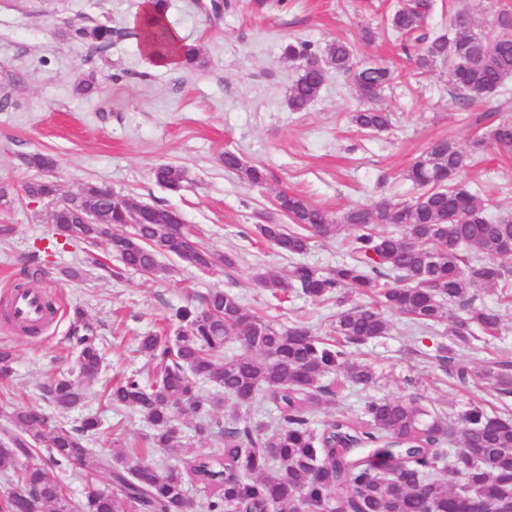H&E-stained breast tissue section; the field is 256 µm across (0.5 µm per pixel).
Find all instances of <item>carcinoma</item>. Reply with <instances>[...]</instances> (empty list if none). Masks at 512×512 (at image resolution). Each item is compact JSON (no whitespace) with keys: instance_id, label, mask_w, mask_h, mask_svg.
Segmentation results:
<instances>
[{"instance_id":"1","label":"carcinoma","mask_w":512,"mask_h":512,"mask_svg":"<svg viewBox=\"0 0 512 512\" xmlns=\"http://www.w3.org/2000/svg\"><path fill=\"white\" fill-rule=\"evenodd\" d=\"M156 5V17L143 18L138 27L141 40L150 43L151 59L175 56L188 68L203 67L198 48L173 36L165 0H156ZM433 7V0H407L389 11L386 29L401 40L402 51L421 73L447 72L448 84L463 105L488 101L512 79V11L499 10L492 26L479 31L470 14L457 11L445 33L429 28ZM113 32L102 22L70 29L73 38L98 52L112 44ZM281 59L296 65L297 76L288 90L292 111H306L335 73L345 76L363 101L349 113L351 124L365 133L393 125L392 113L376 104L393 72L358 58L354 42L336 40L317 49L307 41L291 40L281 46ZM489 148L512 155L511 121L498 123L468 150L448 137L432 141L406 173L422 189L420 194L409 200L383 197L336 219L302 194H278L268 223L256 226L262 240L288 256H301L315 237L344 235L347 258L328 271L306 263L294 264L286 276L259 269L254 280L275 298L300 293L324 300L343 288L370 301L350 305L346 298L338 299L336 339L331 343L303 325L285 327L247 308L230 290L215 289L200 307L177 310L175 337L149 335L140 343L141 351L156 360L154 382L145 386L136 378L121 379L110 388L109 404L137 409L152 430L147 440L153 448L180 446L174 421L193 412L199 439L219 441L224 453L194 450L180 466L160 465L136 454L130 464L114 461L92 447L102 436L97 418L67 428L44 410L18 407L7 416L4 430L12 449H0V471L7 475L0 486V512H194L190 483L210 491L209 512H457L464 499L493 512H512V419L506 416L473 404L455 429L411 394L369 399L359 413L338 415L319 430L309 421L311 409L335 395L323 384L329 373L339 372L356 386L376 383L372 364L351 357L349 348L388 335V313L425 328L445 319L448 335L461 344L471 343L479 333L499 332V310L484 302L482 292L512 301V265L501 251L503 241L512 239V217H487L483 200L463 178L465 169ZM223 162L225 170L249 186L267 181L264 167L234 151L224 152ZM22 164L39 172L54 166L55 159L35 152L23 155ZM153 178L175 192L188 181L186 169L172 164L155 167ZM23 191L50 208L56 236L94 247L107 235L122 266L146 270L152 277L167 272L161 256L199 270L237 266L238 255L203 247L193 226L186 224L182 234H175L172 209L164 206H152V223L129 231L124 225L133 202L118 194L109 218L115 230L76 223L96 197L111 191L104 184L68 193L39 178L27 182ZM84 266L97 267L109 277L120 275L91 252L66 275L75 278ZM73 323L78 379L54 376L44 386L57 409L80 404L85 383L101 374L93 323L78 307ZM229 341L240 344L242 353L224 357ZM435 359L461 384L476 379L500 396L512 394V357L474 369L457 359L453 347L441 343ZM14 360L11 348H0L1 379L10 377ZM200 378L241 406L263 396L276 410L275 424L245 418L224 425L205 408L197 389ZM446 442L459 447L451 453L442 448ZM42 444L46 458L39 455ZM65 464L78 466L87 480L79 502L66 495L56 473ZM446 474L460 481L459 490L452 489Z\"/></svg>"}]
</instances>
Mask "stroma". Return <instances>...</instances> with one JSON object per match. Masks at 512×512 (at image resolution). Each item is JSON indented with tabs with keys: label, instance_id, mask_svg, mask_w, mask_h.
<instances>
[{
	"label": "stroma",
	"instance_id": "1",
	"mask_svg": "<svg viewBox=\"0 0 512 512\" xmlns=\"http://www.w3.org/2000/svg\"><path fill=\"white\" fill-rule=\"evenodd\" d=\"M391 0H224L220 15L207 13L198 0H168L167 21L185 42L199 48L206 60L200 69L160 68L144 53L138 31L130 24L142 0H0V184L20 191L33 173L21 163L23 154L41 151L55 157L54 178L68 192L89 183H104L141 204L176 210L184 223L197 226L208 245L234 253L238 266L208 272L164 258L167 273L153 282L128 271L107 278L89 269L79 280L64 272L77 264L84 246L56 238L44 203L21 196L0 209V224L15 228L0 241V301L23 280L29 256H38L47 274L42 286L53 294L59 314L38 336H26L0 321V344L12 347L14 372L0 382V425L17 405L50 410L42 392L49 375L72 372L76 354L69 340L74 308L94 323L104 354L103 375L88 385L82 406L60 413L67 426L93 414L103 428L95 448L106 456L128 452L149 433L136 409L115 410L105 399L109 380L138 376L149 380L153 363L138 350L142 336L171 324L177 308L199 306L215 288L237 293L242 302L276 322L302 323L325 336L335 319V300L315 302L290 294L278 300L253 279L255 268L288 273L293 261L270 244L251 238L265 223L275 196L300 192L333 214L366 207L383 197L409 199L419 190L404 171L435 138L448 136L462 145L501 121H512V106L487 113L485 105L461 110L448 77L418 74L397 39L383 29L382 16ZM432 28L447 27L449 15L468 10L475 25L491 24L498 10L512 0H436ZM105 22L117 30L111 46L92 52L74 40L70 26ZM372 42H359L363 27ZM300 39L322 48L337 39L357 42L360 58L386 63L397 79L379 104L395 112L393 129L363 135L346 116L357 94L341 77H329L307 111L288 107V88L296 72L281 60L280 46ZM93 79V93L77 86ZM263 166L265 186L250 187L224 168L225 151ZM174 164L188 171V183L174 194L157 185L152 169ZM465 177L481 191L490 216L512 214V157L487 151L482 163ZM499 305L502 330L489 343L458 348L471 366L512 351V302ZM384 338L358 351L379 378L361 389L342 376L326 379L334 397L315 407L312 421L321 425L339 414L358 413L370 398L407 395L405 378L417 381L423 401L451 424L461 422L469 404L512 415V396L502 397L478 382L462 385L449 379L435 360L439 329L408 330L407 321L390 315ZM195 414L180 416L176 425L183 448L149 449L150 459L178 464L184 447L214 454L224 447L198 440Z\"/></svg>",
	"mask_w": 512,
	"mask_h": 512
}]
</instances>
